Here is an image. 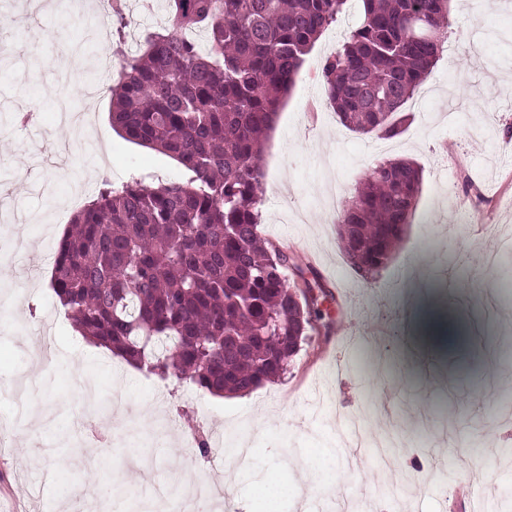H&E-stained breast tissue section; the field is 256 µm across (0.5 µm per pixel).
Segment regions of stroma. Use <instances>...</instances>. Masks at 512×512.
Segmentation results:
<instances>
[{
    "label": "stroma",
    "instance_id": "1",
    "mask_svg": "<svg viewBox=\"0 0 512 512\" xmlns=\"http://www.w3.org/2000/svg\"><path fill=\"white\" fill-rule=\"evenodd\" d=\"M125 0L127 45L136 52L146 31L168 23L165 0ZM55 0H0V41L13 48L0 67V106L36 108L37 118L12 128L0 153V246L26 239L27 253L0 284L17 286L22 305L0 316V418L36 424L41 438L15 432L0 446V512H174L178 488L198 477L225 486L220 512H258L262 481L287 483L278 512H336L351 493L374 496L382 478L370 449L359 469L341 463L348 418L371 434L391 433L389 469L402 481L416 469L426 479L404 494L399 512H471V498L446 501L438 486L480 480L486 501L512 512V386L498 355L512 337V294L495 286L512 264V0H451L448 41L404 108L405 130L381 139L341 125L323 99L321 69L360 18L358 0L306 55L265 143V238L312 266L330 290L331 328L313 336L279 380L249 394L215 397L138 370L94 347L75 330L50 278L54 250L78 195L92 199L102 177L122 183L145 171L183 177L174 160L125 140L111 124L108 94L84 95L101 81L93 45L70 63L75 105L89 109L102 143L57 125L60 87L50 68L27 74L31 49L51 55L60 22ZM411 160L422 169L415 209L391 260L361 276L336 234L345 200L382 160ZM496 250L501 264L481 257ZM377 351L380 363L356 369L350 358ZM88 379L113 403L96 461L86 434L57 443L78 423V380ZM435 424L431 446L408 442L419 416ZM222 439L223 466L183 446L189 428ZM248 442L239 461L234 448Z\"/></svg>",
    "mask_w": 512,
    "mask_h": 512
}]
</instances>
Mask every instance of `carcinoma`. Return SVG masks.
<instances>
[{
	"label": "carcinoma",
	"mask_w": 512,
	"mask_h": 512,
	"mask_svg": "<svg viewBox=\"0 0 512 512\" xmlns=\"http://www.w3.org/2000/svg\"><path fill=\"white\" fill-rule=\"evenodd\" d=\"M169 24L118 48L112 128L177 161L186 178L102 181L54 255L50 287L78 332L139 369L213 396L287 373L316 333L298 281L313 268L260 232L264 142L294 77L347 0H165ZM450 0H362L322 68L326 104L350 130L393 138L439 59ZM205 31L204 43L187 37ZM419 168L383 161L337 220L358 225V271L390 259L420 191Z\"/></svg>",
	"instance_id": "1"
}]
</instances>
